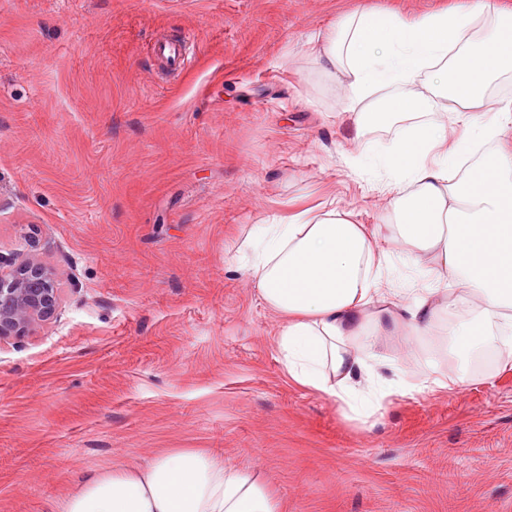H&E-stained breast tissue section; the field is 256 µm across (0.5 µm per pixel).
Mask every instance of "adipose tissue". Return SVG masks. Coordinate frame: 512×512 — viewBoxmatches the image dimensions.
I'll list each match as a JSON object with an SVG mask.
<instances>
[{"instance_id":"obj_1","label":"adipose tissue","mask_w":512,"mask_h":512,"mask_svg":"<svg viewBox=\"0 0 512 512\" xmlns=\"http://www.w3.org/2000/svg\"><path fill=\"white\" fill-rule=\"evenodd\" d=\"M317 59L347 92L366 130L406 122L383 154L393 223L371 227L336 208L304 209L248 235L239 252L260 299L280 320L287 373L370 423L384 401L454 390L493 373L469 363L496 353L512 367V108L490 84L512 73V10L492 0L406 17L364 8L316 38ZM431 81H420L424 71ZM403 92L385 103L374 91ZM442 110L450 119L423 120ZM387 236L425 284L387 287ZM444 336L448 361L409 359ZM55 512H285L273 487L205 448H174L150 464L89 474Z\"/></svg>"}]
</instances>
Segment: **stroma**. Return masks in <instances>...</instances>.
<instances>
[{"mask_svg":"<svg viewBox=\"0 0 512 512\" xmlns=\"http://www.w3.org/2000/svg\"><path fill=\"white\" fill-rule=\"evenodd\" d=\"M458 0H0V252L38 240L56 318L0 343V512L93 471L212 448L288 512H512V371L399 397L373 425L288 377L242 237L390 193L314 55L368 5ZM185 40L167 72L155 39Z\"/></svg>","mask_w":512,"mask_h":512,"instance_id":"35a3bbf8","label":"stroma"}]
</instances>
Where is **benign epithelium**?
<instances>
[{
  "mask_svg": "<svg viewBox=\"0 0 512 512\" xmlns=\"http://www.w3.org/2000/svg\"><path fill=\"white\" fill-rule=\"evenodd\" d=\"M59 305L52 268L32 256L0 257V342L53 318Z\"/></svg>",
  "mask_w": 512,
  "mask_h": 512,
  "instance_id": "benign-epithelium-1",
  "label": "benign epithelium"
}]
</instances>
